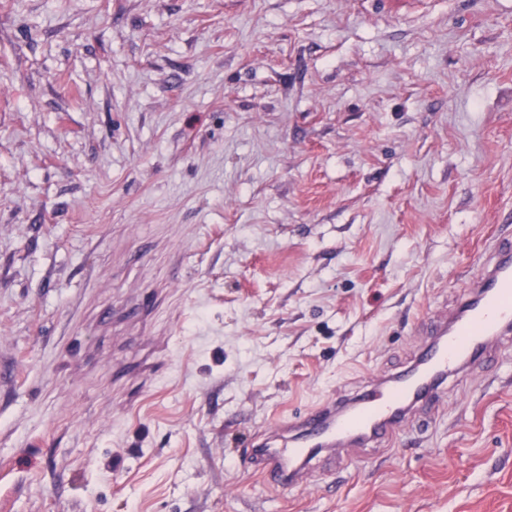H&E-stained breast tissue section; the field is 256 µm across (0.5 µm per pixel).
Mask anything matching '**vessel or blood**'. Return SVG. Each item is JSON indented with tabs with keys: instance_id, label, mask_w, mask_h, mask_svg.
Here are the masks:
<instances>
[{
	"instance_id": "b4317fda",
	"label": "vessel or blood",
	"mask_w": 512,
	"mask_h": 512,
	"mask_svg": "<svg viewBox=\"0 0 512 512\" xmlns=\"http://www.w3.org/2000/svg\"><path fill=\"white\" fill-rule=\"evenodd\" d=\"M472 296L432 330L416 363L395 376L374 380L347 401L328 400L296 416L274 422L258 434L245 468L268 488L285 492L303 482L308 463L333 448L368 447L399 426L422 399L437 396L449 373L461 372L474 358L512 335V240L493 245Z\"/></svg>"
}]
</instances>
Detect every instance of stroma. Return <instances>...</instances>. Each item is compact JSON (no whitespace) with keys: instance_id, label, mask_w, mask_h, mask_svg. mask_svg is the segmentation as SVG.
<instances>
[{"instance_id":"stroma-1","label":"stroma","mask_w":512,"mask_h":512,"mask_svg":"<svg viewBox=\"0 0 512 512\" xmlns=\"http://www.w3.org/2000/svg\"><path fill=\"white\" fill-rule=\"evenodd\" d=\"M512 233V0H0V512H512V339L275 493Z\"/></svg>"}]
</instances>
